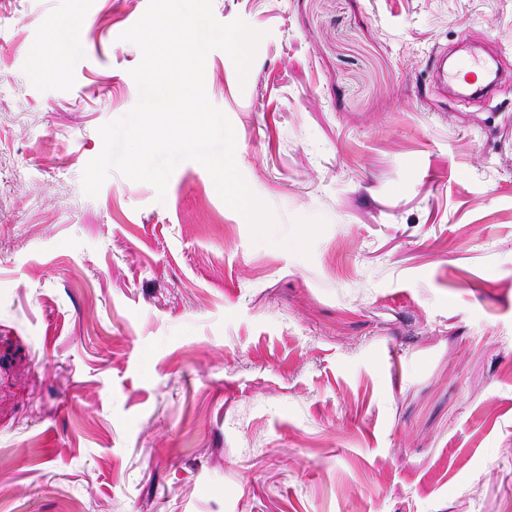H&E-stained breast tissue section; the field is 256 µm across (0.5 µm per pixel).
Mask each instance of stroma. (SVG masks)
Segmentation results:
<instances>
[{
    "instance_id": "1",
    "label": "stroma",
    "mask_w": 512,
    "mask_h": 512,
    "mask_svg": "<svg viewBox=\"0 0 512 512\" xmlns=\"http://www.w3.org/2000/svg\"><path fill=\"white\" fill-rule=\"evenodd\" d=\"M147 5L0 0V512H501L512 0H213L261 34L205 63L258 240L194 161L83 191Z\"/></svg>"
}]
</instances>
